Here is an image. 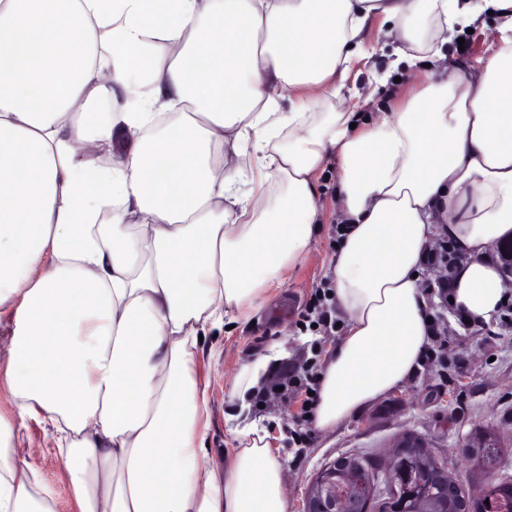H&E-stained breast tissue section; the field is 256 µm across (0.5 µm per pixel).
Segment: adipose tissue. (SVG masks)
I'll return each mask as SVG.
<instances>
[{
    "label": "adipose tissue",
    "mask_w": 512,
    "mask_h": 512,
    "mask_svg": "<svg viewBox=\"0 0 512 512\" xmlns=\"http://www.w3.org/2000/svg\"><path fill=\"white\" fill-rule=\"evenodd\" d=\"M0 0V512H54L27 418L62 433L80 512H288L252 415L279 345L234 379L239 442L204 454L203 337L262 307L309 250L316 182L336 166L342 230L315 429L405 384L430 343L419 279L433 236L460 256L451 310L480 325L506 296L492 253L512 238V12L505 0ZM496 12L498 48L445 68ZM422 78L390 112L338 108L370 17ZM291 98L290 111L278 102ZM126 147L114 151L115 139Z\"/></svg>",
    "instance_id": "1"
}]
</instances>
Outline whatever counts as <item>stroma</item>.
I'll return each mask as SVG.
<instances>
[{
  "mask_svg": "<svg viewBox=\"0 0 512 512\" xmlns=\"http://www.w3.org/2000/svg\"><path fill=\"white\" fill-rule=\"evenodd\" d=\"M378 28L375 21L367 26L364 54L347 73L345 85L354 91L347 99V111H364L373 73L390 62ZM336 188L335 177L319 178L315 241L306 257L289 270L283 284L270 290L268 305L250 320L218 333V356L204 354L197 360L198 376L208 384L206 448L214 467H224L238 446L225 416L234 403L233 378L240 368L275 343L286 353L283 366L297 369L310 357L313 345L321 343L328 349L335 345L321 332L301 327L300 322L314 291L327 282L336 256ZM434 320L441 337L431 342L428 357L413 379L336 429L311 431L306 446L292 442L298 404L273 400L253 408V416L268 426L270 446L283 466L289 512H302L305 491L325 464L350 453L385 457L395 438L407 431L428 437L449 473L458 477L465 491L473 492L488 477L463 460L458 445L474 428H495L502 453L493 477L512 481V320L497 316L477 333L455 318L444 298L436 305ZM52 432L49 423L34 418L26 422L25 433L35 448L33 462L42 482L54 493L55 512H78L69 476L51 441Z\"/></svg>",
  "mask_w": 512,
  "mask_h": 512,
  "instance_id": "obj_1",
  "label": "stroma"
}]
</instances>
